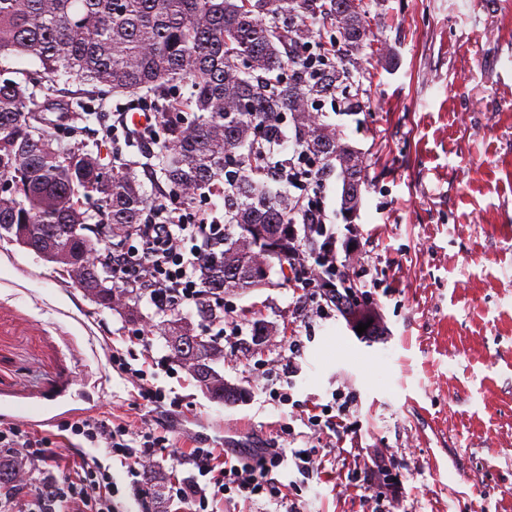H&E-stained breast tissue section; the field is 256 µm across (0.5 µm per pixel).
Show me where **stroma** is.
I'll return each mask as SVG.
<instances>
[{
    "label": "stroma",
    "mask_w": 512,
    "mask_h": 512,
    "mask_svg": "<svg viewBox=\"0 0 512 512\" xmlns=\"http://www.w3.org/2000/svg\"><path fill=\"white\" fill-rule=\"evenodd\" d=\"M459 2L363 0L369 35L352 78L311 108L367 165L353 219L336 175L324 206L335 231L356 236L336 249L346 285L365 272L379 281L360 302L379 314L384 336L362 340L336 311L314 317L301 280L271 270L273 287L224 294L243 334L213 368L247 392L227 405L173 359L148 302L96 304L65 268L0 238V422L55 451L97 457L127 512H185L176 501L159 508L157 488L186 481L191 469L178 457L198 437L318 450L307 481L273 470L288 486L282 502L236 496L210 501L211 512H377L376 489L361 484L377 454L402 482L394 512H512V0H469L467 11ZM49 92L76 113L56 131L63 143L86 144L107 169L118 154L136 161L148 199L159 196L158 141L131 142L114 128L145 92L103 93L62 73ZM257 322L267 332L259 346ZM156 389L178 399L176 411L150 402ZM337 389L355 396L345 427L309 434L303 417ZM277 390L291 403L276 401ZM79 415L173 430L177 445L157 455L154 486L132 482L82 437L65 442Z\"/></svg>",
    "instance_id": "obj_1"
}]
</instances>
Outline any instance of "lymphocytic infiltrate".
<instances>
[{
  "mask_svg": "<svg viewBox=\"0 0 512 512\" xmlns=\"http://www.w3.org/2000/svg\"><path fill=\"white\" fill-rule=\"evenodd\" d=\"M267 172L272 180L297 189L293 216L305 230L322 237L319 249L296 248L290 264L309 270L312 282L325 281L336 273V234L328 230L321 199L323 166L297 151L291 157H274ZM224 227L206 217L183 211L174 199L159 197L150 208L146 224L135 236L126 238L123 250L112 255V284L146 298L160 316H168L178 306L199 304L204 287L199 264L202 243L223 237ZM73 435L84 437L91 447L128 466L132 476L153 465L156 450L170 446L168 434L135 431L128 426L112 427L90 418H77L70 426ZM311 448H266L252 455L239 449L196 445L183 455L195 476L174 485L185 512H207L209 497L238 495L250 500L268 497L277 502L282 483L267 475L292 460L302 477L313 474ZM120 490L109 472H96L89 462L76 465L73 473L48 479L28 498L0 503V512H121Z\"/></svg>",
  "mask_w": 512,
  "mask_h": 512,
  "instance_id": "lymphocytic-infiltrate-1",
  "label": "lymphocytic infiltrate"
}]
</instances>
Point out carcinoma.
<instances>
[{
    "label": "carcinoma",
    "instance_id": "1",
    "mask_svg": "<svg viewBox=\"0 0 512 512\" xmlns=\"http://www.w3.org/2000/svg\"><path fill=\"white\" fill-rule=\"evenodd\" d=\"M319 12L342 39L339 64L310 69L300 50L308 30L297 22L303 12ZM282 20L268 25L265 19ZM367 38L360 0H0V56L27 54L41 70L24 83L0 78V231L45 261L62 264L79 276V287L95 302L113 295L100 280L90 252L93 238L120 240L137 232L147 198L134 173L136 162L115 157L107 173L84 145H56L57 120L69 104L36 88L63 73L104 92L147 90L153 94L163 138L156 155L159 182L191 202L207 192L224 194V239L206 245L204 288L224 292V276L240 271L236 288L247 291L252 256L229 241L274 235L290 227L288 195L275 191L255 165L260 145L282 137L285 120L299 145L323 158L326 166L352 147L336 128L312 117L308 102L336 93L349 79L353 55ZM302 66L292 78L286 69ZM189 87L165 111L172 89ZM342 192L358 191L366 167L339 166ZM294 237L268 257L286 274ZM336 307L360 321L368 309L351 294H336ZM178 336L173 347L181 360H194V378L207 385L210 363L221 353L214 339L171 321Z\"/></svg>",
    "mask_w": 512,
    "mask_h": 512
}]
</instances>
